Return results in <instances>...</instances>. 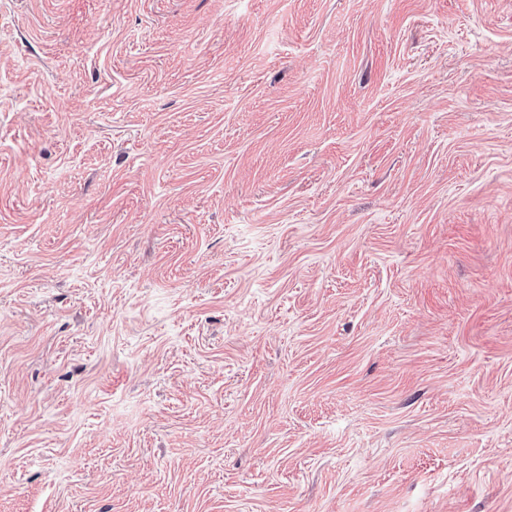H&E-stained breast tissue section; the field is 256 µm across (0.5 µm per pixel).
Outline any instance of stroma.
<instances>
[{
  "label": "stroma",
  "mask_w": 512,
  "mask_h": 512,
  "mask_svg": "<svg viewBox=\"0 0 512 512\" xmlns=\"http://www.w3.org/2000/svg\"><path fill=\"white\" fill-rule=\"evenodd\" d=\"M0 512H512V0H0Z\"/></svg>",
  "instance_id": "1"
}]
</instances>
